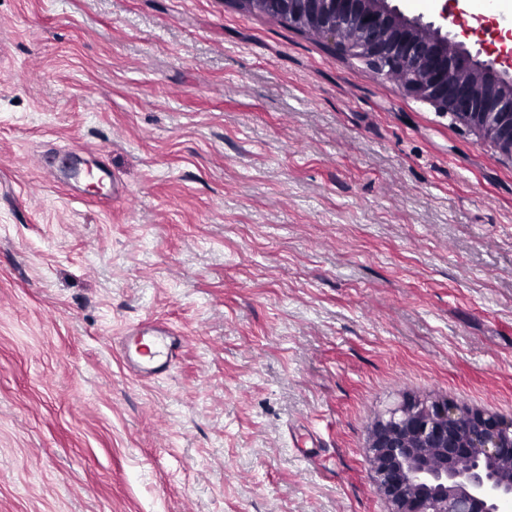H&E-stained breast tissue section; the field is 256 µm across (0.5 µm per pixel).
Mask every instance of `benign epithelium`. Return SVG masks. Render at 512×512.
I'll return each mask as SVG.
<instances>
[{
  "mask_svg": "<svg viewBox=\"0 0 512 512\" xmlns=\"http://www.w3.org/2000/svg\"><path fill=\"white\" fill-rule=\"evenodd\" d=\"M360 59L413 98L453 116L512 164V73L448 27L393 0H233ZM373 479L390 512H512V420L446 400L408 401L372 429Z\"/></svg>",
  "mask_w": 512,
  "mask_h": 512,
  "instance_id": "1",
  "label": "benign epithelium"
}]
</instances>
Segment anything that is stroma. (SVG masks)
Listing matches in <instances>:
<instances>
[{"label":"stroma","mask_w":512,"mask_h":512,"mask_svg":"<svg viewBox=\"0 0 512 512\" xmlns=\"http://www.w3.org/2000/svg\"><path fill=\"white\" fill-rule=\"evenodd\" d=\"M411 398L512 419V163L232 0H0V512H389ZM144 334H150L153 336L160 345V351L158 353H154L147 361L132 358L125 351L126 344L130 339L134 336H141ZM124 336L126 337L122 342V349L125 352V363L139 379L148 380L149 378H152L162 370L166 369L176 356V350L178 347L175 337L176 335L173 329L166 322L154 320L145 324H138L137 326L129 328L125 332ZM162 357L165 358L164 362L157 365V362Z\"/></svg>","instance_id":"obj_1"}]
</instances>
